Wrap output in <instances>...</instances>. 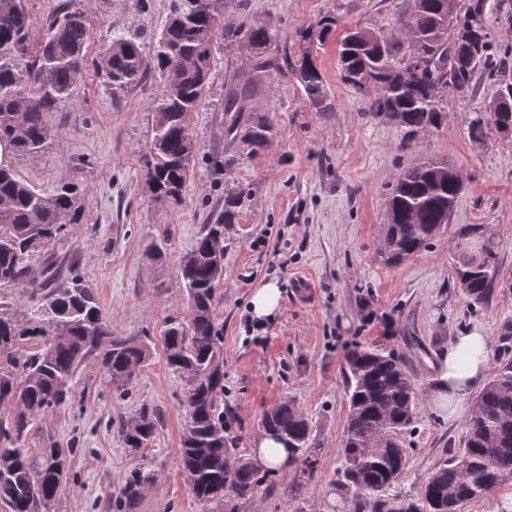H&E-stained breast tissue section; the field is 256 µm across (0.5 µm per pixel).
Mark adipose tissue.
Here are the masks:
<instances>
[{
  "mask_svg": "<svg viewBox=\"0 0 512 512\" xmlns=\"http://www.w3.org/2000/svg\"><path fill=\"white\" fill-rule=\"evenodd\" d=\"M489 342L475 332L456 336L440 357L427 393L429 405L454 411L485 376Z\"/></svg>",
  "mask_w": 512,
  "mask_h": 512,
  "instance_id": "1",
  "label": "adipose tissue"
}]
</instances>
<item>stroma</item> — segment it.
Returning <instances> with one entry per match:
<instances>
[{"label": "stroma", "mask_w": 512, "mask_h": 512, "mask_svg": "<svg viewBox=\"0 0 512 512\" xmlns=\"http://www.w3.org/2000/svg\"><path fill=\"white\" fill-rule=\"evenodd\" d=\"M170 0H98L86 53L88 66L74 103L52 116L53 137L42 156L19 162V177L44 191L60 180L86 190L84 221L70 225L52 259L59 269L77 266L118 335L150 347L127 393L113 389L96 360L73 380V404L46 415L29 447L73 445L70 475L52 512H109L127 472L153 473L125 512H219L199 501L178 450L185 419L184 379L168 367L163 334L168 320L187 317L189 302L176 263L214 223L227 194L242 204L224 231V280L214 315L224 325V419L239 439L235 454L251 458L264 411L293 402L308 417L317 470L298 466L271 473L238 512H354L333 485L344 464L341 441L348 415L344 356L352 344L378 341L393 349L419 395H427L433 365L461 332L489 339V373L512 361V135L489 132L484 142L468 134L471 120L496 92L482 81L470 94L449 93L440 128L403 146L397 124L370 117L364 98L344 83L336 48L348 31L389 30L404 0H232L225 16L236 25L269 24L282 43L325 15L338 22L314 56L330 112L315 111L295 75L273 74L271 89L251 103L253 116L270 121L275 137L264 150L224 136V87L245 67L247 53L221 49L207 96L191 119L197 156L180 203L155 200L141 167L152 138L153 102L163 81L155 61L149 75L113 96L95 72L102 47L141 30L161 31ZM235 156L223 168L225 156ZM441 159L461 173L463 191L449 224L430 245L389 265L380 253L387 201L397 175L425 159ZM464 224L489 225L495 236L504 287L473 302L454 276L453 244ZM161 246L162 257L150 254ZM307 287H297L299 277ZM273 281L278 309L261 329L249 330L255 288ZM474 398L455 413L419 402L413 430L403 438L407 466L399 491L419 497L438 463L461 448ZM149 411L157 433L139 453L126 448L117 422Z\"/></svg>", "instance_id": "35a3bbf8"}]
</instances>
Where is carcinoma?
I'll return each instance as SVG.
<instances>
[{
  "label": "carcinoma",
  "mask_w": 512,
  "mask_h": 512,
  "mask_svg": "<svg viewBox=\"0 0 512 512\" xmlns=\"http://www.w3.org/2000/svg\"><path fill=\"white\" fill-rule=\"evenodd\" d=\"M94 0H60L48 23L37 29L23 0H0V141L13 145L17 159L41 156L52 136L51 116L75 101L84 75L86 45L91 40ZM487 0H407L394 19V32L356 28L340 43L343 80L368 99L369 114L404 128L403 141L438 128L445 121L443 97L467 93L486 77L498 84L497 97L512 102V57L496 51L489 29L477 44H461L446 63L441 42L463 38L487 11ZM454 24L448 26V11ZM322 17L319 30L298 31L299 55L283 47L267 56L277 30L267 26L224 25V4L199 0L194 13L170 4L159 38L119 37L102 51L100 77L116 95L148 74L147 49H153L164 88L153 108V136L142 155L143 171L156 197L178 203L196 158L192 114L200 107L218 49L216 33L228 43L250 49L249 66L224 88V136L255 152L269 145L272 126L246 116L250 101L270 83L274 72L296 75L310 106L332 111L325 80L313 61L312 44L335 25ZM462 192V181L444 162L412 168L396 180L389 195V224L381 252L389 259L418 253L447 224ZM239 198L224 200L215 223L203 226L177 272L188 293L186 319L165 331L167 364L185 381V426L180 459L195 496L222 503L252 497L269 475L251 462L232 457L235 437L226 434L224 411L223 326L214 309L224 280V225L235 222ZM83 190L60 182L50 193L0 167V508L4 512H51L69 475L71 448L52 444L25 446L42 417L65 405L80 365L95 357L117 390H127L150 357L147 343L116 336L79 270L55 284L57 271L45 260L36 282L31 256L63 240L68 226L83 221ZM457 237L483 243L479 252H455L456 283L476 302L486 300L501 283L492 232L484 224H466ZM38 285L43 295L21 315L13 290ZM349 412L341 444L343 470L336 492L362 512H462L497 484L512 479V361L502 364L478 394L468 420L464 447L430 474L420 498L394 491L406 465L401 436L412 429L419 401L412 378L387 348L355 343L345 355ZM262 428L288 439L292 464L313 476L312 426L291 402L264 413ZM155 420L143 411L121 422L126 447L138 452L151 441ZM152 479L136 467L119 488L116 512L132 504Z\"/></svg>",
  "instance_id": "obj_1"
}]
</instances>
